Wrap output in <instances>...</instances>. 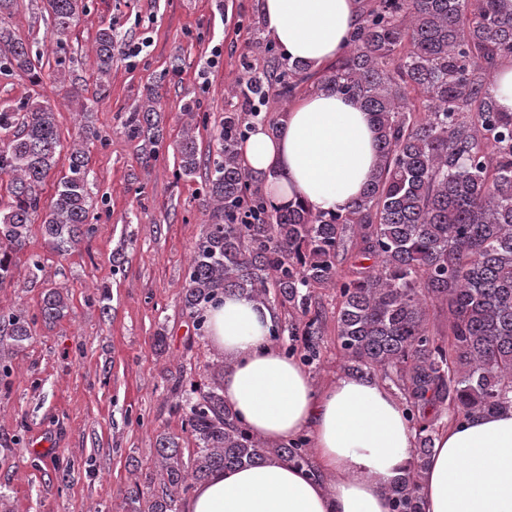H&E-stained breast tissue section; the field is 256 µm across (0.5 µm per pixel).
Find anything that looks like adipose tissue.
Listing matches in <instances>:
<instances>
[{
  "label": "adipose tissue",
  "instance_id": "obj_1",
  "mask_svg": "<svg viewBox=\"0 0 512 512\" xmlns=\"http://www.w3.org/2000/svg\"><path fill=\"white\" fill-rule=\"evenodd\" d=\"M267 31L290 60L328 67L342 55L357 0H263ZM273 206L345 212L377 163V131L352 98L312 91L277 130L256 125L239 147ZM208 340L223 355L224 399L254 434L276 445L311 437L313 469L272 460L198 485L184 512H390L387 491L415 446L406 407L376 378L342 375L315 387L270 338L276 313L239 295L210 308ZM423 512H512V409L454 421L435 435L420 481Z\"/></svg>",
  "mask_w": 512,
  "mask_h": 512
}]
</instances>
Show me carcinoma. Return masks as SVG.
<instances>
[{"mask_svg": "<svg viewBox=\"0 0 512 512\" xmlns=\"http://www.w3.org/2000/svg\"><path fill=\"white\" fill-rule=\"evenodd\" d=\"M16 0H0V73L38 77L42 56L9 27ZM87 0H47L56 36L57 75L72 73L74 57L63 36L87 13ZM118 34L98 29L95 58L110 75ZM248 63L249 85L231 88L246 105L286 100L309 81L320 91L356 100L372 114L378 162L361 196L341 214L310 212L301 203L272 206L262 182L239 158V142L261 112H226L215 153L202 156L191 120L197 101L184 105L179 175L204 170L201 205L212 223L196 240L181 302L203 330L207 306L239 293L265 304L269 296L288 312L273 340L301 337L300 361L320 360L324 323L315 290H336V344L345 370L391 380L416 430V446L402 477L388 489L391 512H422L418 482L432 453L437 421L471 418L512 408V112L498 109L489 75L512 57V0H370L361 3L358 27L343 56L315 76L304 62L283 63L257 41ZM158 93L126 113L131 140L162 147ZM102 140L89 124L67 154L46 101L0 107V175L9 176L10 202L0 207V287L11 282L13 255L27 243L32 224L62 255L95 235L92 223L90 145ZM68 171L49 208L40 186L61 160ZM357 262L346 270L338 257L346 241ZM66 299L49 288L39 313L0 315V378L10 375L6 353L24 347L37 320L63 316ZM432 307L448 310V340L430 330ZM224 366L212 383L184 389L171 377L174 409L195 442L191 469L179 438L157 436L159 470L146 490L130 491L131 512H179L178 498L195 483L240 466L289 460L310 465L309 439L270 446L238 425L224 401Z\"/></svg>", "mask_w": 512, "mask_h": 512, "instance_id": "cac0c4a2", "label": "carcinoma"}]
</instances>
